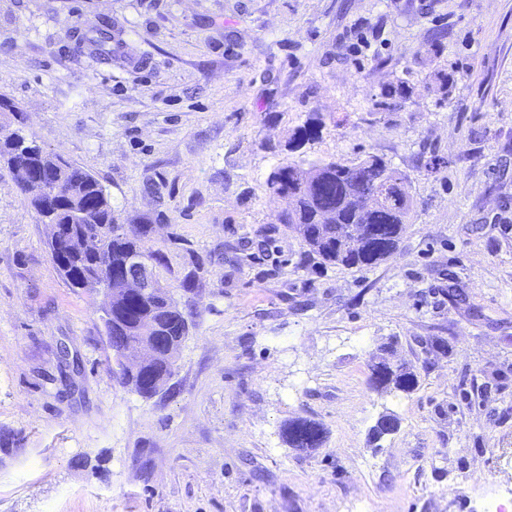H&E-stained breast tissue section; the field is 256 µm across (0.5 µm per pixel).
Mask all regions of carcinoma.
I'll use <instances>...</instances> for the list:
<instances>
[{
  "mask_svg": "<svg viewBox=\"0 0 512 512\" xmlns=\"http://www.w3.org/2000/svg\"><path fill=\"white\" fill-rule=\"evenodd\" d=\"M413 88L400 82L383 89L378 108L394 111L400 99ZM0 114L14 126L11 136L0 138V162L11 172L20 166L33 172L30 183L19 186L23 200L37 216L44 215L40 185H55L59 193L49 208L51 221L69 240L64 255L50 252L58 273L73 288L83 289L100 265L112 263V354L119 355L131 341L143 339L142 328L155 322L166 330L163 338L149 336L159 356L146 366L121 369L118 383L144 399L158 394L157 382L175 370L177 353L199 316L193 295L206 272L204 263L192 259L182 271L174 269L169 247L153 244L154 225L137 227L130 236L122 229L118 214L100 181L59 153L49 154L24 129V118L13 103L0 96ZM319 118L312 114L294 132L284 148L295 150L317 138ZM407 177L384 158L366 154L346 165L336 161L304 167L287 158L279 159L266 179L267 189L291 200L288 213L277 221L293 229L301 239L306 256L323 264L347 268L372 266L390 256L398 247L404 226L411 223L413 200L406 191ZM371 196L374 209L363 215L350 200L354 195ZM334 213L332 223H321L322 213ZM142 255L153 259L163 282L164 297H143L122 287L130 277L127 260ZM177 282L173 292L168 278ZM370 385L375 390L409 394L418 385L417 374L408 366H393L385 356L370 365ZM398 429L391 414L379 417L373 427L379 440ZM324 428L314 420L295 418L286 424L284 436L292 448H317L324 441Z\"/></svg>",
  "mask_w": 512,
  "mask_h": 512,
  "instance_id": "cac0c4a2",
  "label": "carcinoma"
}]
</instances>
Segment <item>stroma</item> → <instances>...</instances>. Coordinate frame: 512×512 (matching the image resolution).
<instances>
[{
    "mask_svg": "<svg viewBox=\"0 0 512 512\" xmlns=\"http://www.w3.org/2000/svg\"><path fill=\"white\" fill-rule=\"evenodd\" d=\"M400 80L413 94L377 111ZM0 95L123 223L165 213L156 244L206 263L173 391L143 399L113 376L101 294L59 276L0 164V433L19 439L0 512L512 507V0H0ZM312 112L291 160L407 176L411 222L375 266L320 264L275 221L269 147ZM386 342L414 392L369 386ZM296 417L320 447H288ZM284 436L292 448H318L324 441V428L314 420L295 418L284 428Z\"/></svg>",
    "mask_w": 512,
    "mask_h": 512,
    "instance_id": "stroma-1",
    "label": "stroma"
}]
</instances>
